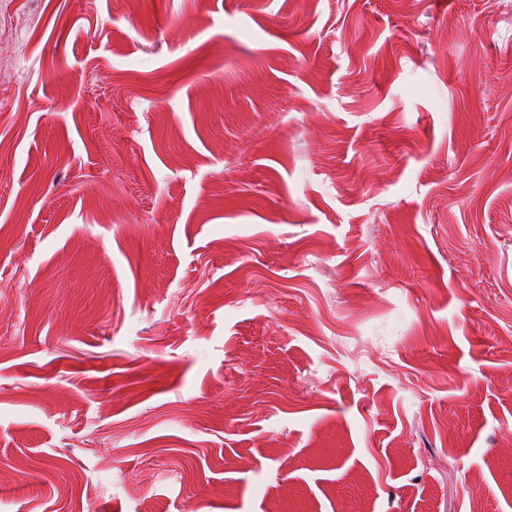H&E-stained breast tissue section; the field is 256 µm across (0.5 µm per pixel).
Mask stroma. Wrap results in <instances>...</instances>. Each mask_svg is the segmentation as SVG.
<instances>
[{"instance_id": "1", "label": "stroma", "mask_w": 512, "mask_h": 512, "mask_svg": "<svg viewBox=\"0 0 512 512\" xmlns=\"http://www.w3.org/2000/svg\"><path fill=\"white\" fill-rule=\"evenodd\" d=\"M512 512V0H0V512Z\"/></svg>"}]
</instances>
